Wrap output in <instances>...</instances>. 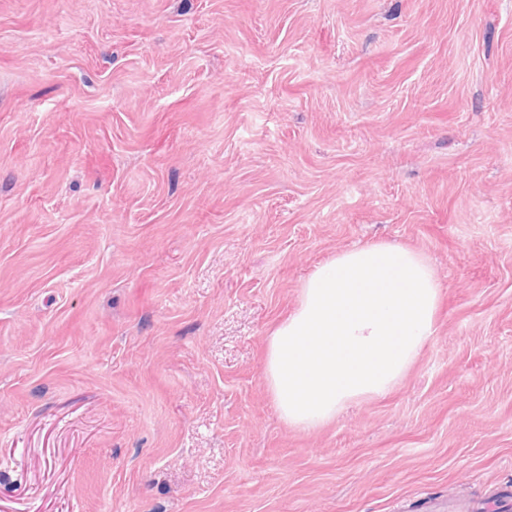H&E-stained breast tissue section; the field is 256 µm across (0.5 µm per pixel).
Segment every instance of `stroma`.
I'll list each match as a JSON object with an SVG mask.
<instances>
[{"label":"stroma","instance_id":"stroma-1","mask_svg":"<svg viewBox=\"0 0 512 512\" xmlns=\"http://www.w3.org/2000/svg\"><path fill=\"white\" fill-rule=\"evenodd\" d=\"M429 258L387 395L286 425L319 263ZM512 487V0H0V512H430Z\"/></svg>","mask_w":512,"mask_h":512}]
</instances>
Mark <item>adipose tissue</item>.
<instances>
[{"label":"adipose tissue","mask_w":512,"mask_h":512,"mask_svg":"<svg viewBox=\"0 0 512 512\" xmlns=\"http://www.w3.org/2000/svg\"><path fill=\"white\" fill-rule=\"evenodd\" d=\"M440 284L427 257L357 244L316 265L267 337L264 380L281 419L312 430L393 390L433 336Z\"/></svg>","instance_id":"adipose-tissue-1"}]
</instances>
